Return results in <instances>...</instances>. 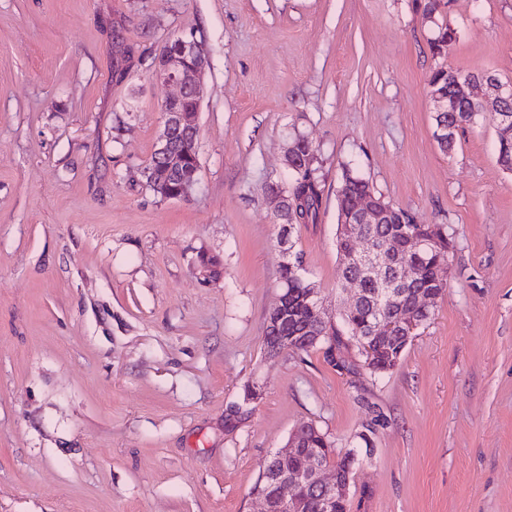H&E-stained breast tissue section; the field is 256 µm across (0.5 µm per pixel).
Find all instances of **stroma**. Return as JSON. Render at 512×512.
<instances>
[{
    "label": "stroma",
    "mask_w": 512,
    "mask_h": 512,
    "mask_svg": "<svg viewBox=\"0 0 512 512\" xmlns=\"http://www.w3.org/2000/svg\"><path fill=\"white\" fill-rule=\"evenodd\" d=\"M425 3L0 0V512H253L304 422L355 454L349 512H512V172L488 117L440 151L428 85L512 83V0ZM177 36L208 93L199 182L163 200L143 170L174 89L152 64ZM298 134L323 203L290 241L332 318L345 168L454 241L382 376L264 350L285 259L264 185Z\"/></svg>",
    "instance_id": "35a3bbf8"
}]
</instances>
